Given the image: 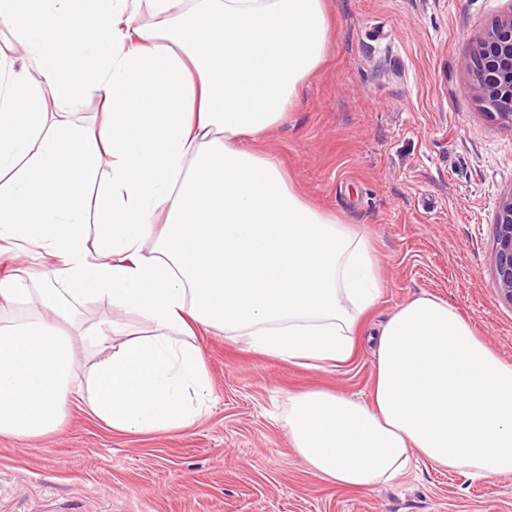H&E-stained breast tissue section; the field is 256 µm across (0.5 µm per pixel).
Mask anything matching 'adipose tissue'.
<instances>
[{
    "label": "adipose tissue",
    "instance_id": "1",
    "mask_svg": "<svg viewBox=\"0 0 512 512\" xmlns=\"http://www.w3.org/2000/svg\"><path fill=\"white\" fill-rule=\"evenodd\" d=\"M136 2L0 0V24L46 82L0 61V312L26 310L0 320V437L56 433L69 400L118 433L182 432L212 395L197 336L336 366L381 297L368 240L259 147L325 59L327 0H148L149 24ZM90 92L99 125L48 110ZM104 296L146 332L87 318ZM376 336L370 401L290 398L299 460L349 489L406 475L415 455L472 478L512 474V364L432 296Z\"/></svg>",
    "mask_w": 512,
    "mask_h": 512
}]
</instances>
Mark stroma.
Returning a JSON list of instances; mask_svg holds the SVG:
<instances>
[{
    "mask_svg": "<svg viewBox=\"0 0 512 512\" xmlns=\"http://www.w3.org/2000/svg\"><path fill=\"white\" fill-rule=\"evenodd\" d=\"M328 5L325 61L261 147L380 262L381 297L350 361L310 368L200 337L213 388L203 419L180 434L126 435L67 404L55 435L0 437V512H512V475L471 479L417 459L395 481L346 489L302 466L288 442L293 394L370 398V335L413 297L448 301L512 363V305L494 279L512 126L489 115L462 65L512 0Z\"/></svg>",
    "mask_w": 512,
    "mask_h": 512,
    "instance_id": "35a3bbf8",
    "label": "stroma"
}]
</instances>
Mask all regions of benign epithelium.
<instances>
[{
	"mask_svg": "<svg viewBox=\"0 0 512 512\" xmlns=\"http://www.w3.org/2000/svg\"><path fill=\"white\" fill-rule=\"evenodd\" d=\"M472 90L503 123L512 125V10L499 18L463 60ZM495 284L512 305V192L500 201L496 215Z\"/></svg>",
	"mask_w": 512,
	"mask_h": 512,
	"instance_id": "obj_1",
	"label": "benign epithelium"
}]
</instances>
